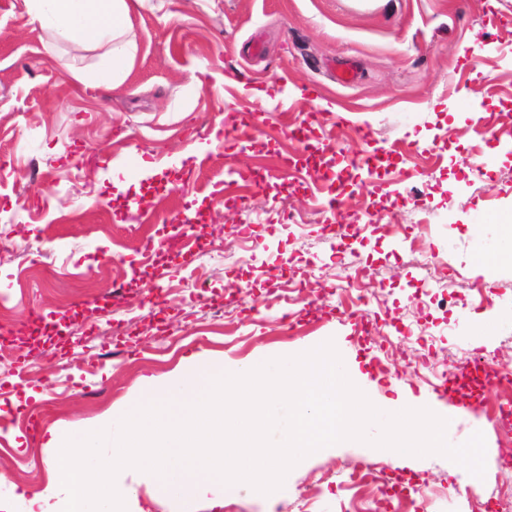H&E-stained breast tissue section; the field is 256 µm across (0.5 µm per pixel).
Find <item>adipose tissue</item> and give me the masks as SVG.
Returning <instances> with one entry per match:
<instances>
[{
    "label": "adipose tissue",
    "instance_id": "adipose-tissue-1",
    "mask_svg": "<svg viewBox=\"0 0 512 512\" xmlns=\"http://www.w3.org/2000/svg\"><path fill=\"white\" fill-rule=\"evenodd\" d=\"M21 4L31 21L74 48L91 41L106 45L94 73L98 83L123 78L131 68L134 54L127 0H21Z\"/></svg>",
    "mask_w": 512,
    "mask_h": 512
}]
</instances>
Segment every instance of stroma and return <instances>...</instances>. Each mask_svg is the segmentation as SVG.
Here are the masks:
<instances>
[{
    "label": "stroma",
    "mask_w": 512,
    "mask_h": 512,
    "mask_svg": "<svg viewBox=\"0 0 512 512\" xmlns=\"http://www.w3.org/2000/svg\"><path fill=\"white\" fill-rule=\"evenodd\" d=\"M131 23L133 66L107 88L89 78L104 46L72 49L19 0H0V336L25 335L31 311L92 305L71 343L14 342L0 360V498L25 512L18 495L47 484L56 431L120 418L147 384L330 340L380 410L450 417L454 445L482 432L484 478L464 485L443 456L395 462L359 443L309 455L268 495L214 486L195 512H350L346 481L362 462L413 485L400 512H484L512 489L489 416L502 390L443 399L436 385L481 348L512 366V269L474 262L498 250L499 217L512 213V0H133ZM347 65L357 78L343 85ZM252 99L264 123L237 138ZM299 118L311 143L378 149L385 165L343 196L335 169L279 174L281 157L302 152L286 126ZM250 168L266 173L261 185L232 183ZM202 211L187 268L143 260L166 219ZM356 214L365 238L338 256L328 226ZM409 246L434 265L406 263ZM360 265L376 273L366 330L336 313ZM135 277L138 297L97 307ZM151 288L163 305L146 300ZM116 485L136 490L127 512H181L148 473L120 472Z\"/></svg>",
    "instance_id": "obj_1"
}]
</instances>
